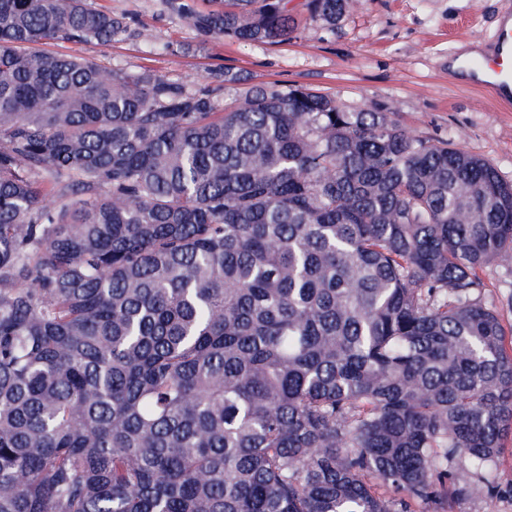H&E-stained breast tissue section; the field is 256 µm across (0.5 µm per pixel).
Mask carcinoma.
I'll use <instances>...</instances> for the list:
<instances>
[{"label": "carcinoma", "mask_w": 512, "mask_h": 512, "mask_svg": "<svg viewBox=\"0 0 512 512\" xmlns=\"http://www.w3.org/2000/svg\"><path fill=\"white\" fill-rule=\"evenodd\" d=\"M276 44L288 0H168ZM363 0H307L333 31ZM0 0V512H415L502 485L512 182L304 86L190 89L31 49ZM481 276L488 285V288H484L482 293L483 301L500 314L506 328L508 340L510 337L512 339V302L510 303L512 297V276L510 278L506 277L502 269L496 266L485 268Z\"/></svg>", "instance_id": "obj_1"}]
</instances>
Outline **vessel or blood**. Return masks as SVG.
Wrapping results in <instances>:
<instances>
[{"label":"vessel or blood","instance_id":"obj_1","mask_svg":"<svg viewBox=\"0 0 512 512\" xmlns=\"http://www.w3.org/2000/svg\"><path fill=\"white\" fill-rule=\"evenodd\" d=\"M448 69L451 80L485 88L502 102L512 100V7L503 6L492 42H469Z\"/></svg>","mask_w":512,"mask_h":512}]
</instances>
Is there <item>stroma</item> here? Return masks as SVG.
<instances>
[{
	"label": "stroma",
	"instance_id": "35a3bbf8",
	"mask_svg": "<svg viewBox=\"0 0 512 512\" xmlns=\"http://www.w3.org/2000/svg\"><path fill=\"white\" fill-rule=\"evenodd\" d=\"M87 2L126 16L136 36L108 45L50 41L41 51L131 73L149 70L192 88L227 71L243 86L302 85L353 107L376 104L397 113L410 134L449 140L512 182V110L448 79L458 47L493 38L502 0H366L332 33L309 19L305 0H290L297 28L277 45L200 36L166 0ZM482 276V298L512 338V279L495 266Z\"/></svg>",
	"mask_w": 512,
	"mask_h": 512
}]
</instances>
